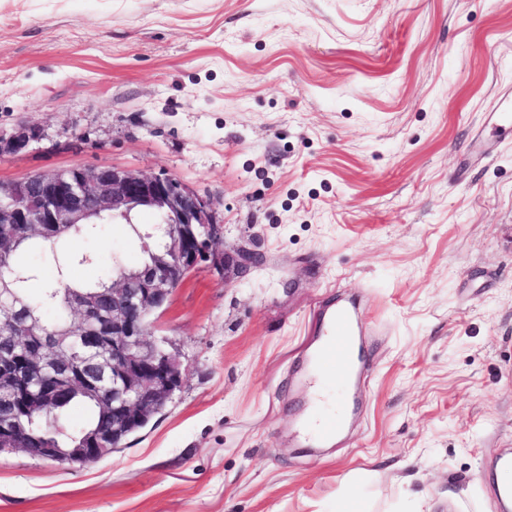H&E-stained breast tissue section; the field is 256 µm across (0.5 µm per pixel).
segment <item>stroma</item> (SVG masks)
Returning <instances> with one entry per match:
<instances>
[{
  "label": "stroma",
  "mask_w": 512,
  "mask_h": 512,
  "mask_svg": "<svg viewBox=\"0 0 512 512\" xmlns=\"http://www.w3.org/2000/svg\"><path fill=\"white\" fill-rule=\"evenodd\" d=\"M512 0H0V180L166 174L263 257L197 267L153 340L182 385L97 463L0 455V512H501L512 455ZM92 280L126 224L68 240ZM366 382L333 448L295 438L320 316ZM263 261L259 253L248 249H237L234 255H226L224 252V273L228 268H233L237 274H244L253 267H257Z\"/></svg>",
  "instance_id": "stroma-1"
}]
</instances>
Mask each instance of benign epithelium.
Segmentation results:
<instances>
[{"instance_id":"7a95c632","label":"benign epithelium","mask_w":512,"mask_h":512,"mask_svg":"<svg viewBox=\"0 0 512 512\" xmlns=\"http://www.w3.org/2000/svg\"><path fill=\"white\" fill-rule=\"evenodd\" d=\"M37 134L34 129L8 138L0 134V151H19ZM139 209L154 212L157 223L165 225L167 242L152 252L148 270L112 278V288L98 297L75 292L69 298L72 309L92 322L82 330L81 345L88 356L72 354L67 341L76 329L70 322L49 327L16 296L0 316V336L35 345L31 353L12 347L0 350V398L7 401L10 415L19 407L48 413L63 401L67 389L97 393L112 380V404L105 405V413L112 416V446L101 435L90 437L71 454L84 464L114 452L131 431L161 412L180 387V362L149 339L145 315L167 305L187 276L214 257L213 244L223 226L213 219L207 201L164 174L146 176L102 165L0 181V257L20 236H56L66 227L100 220L131 224ZM262 261L260 254L241 248L224 256V268L244 274ZM103 300L112 302L107 316L100 312ZM46 368L56 369L58 378L47 383L31 380ZM0 452H25L9 420L0 424Z\"/></svg>"}]
</instances>
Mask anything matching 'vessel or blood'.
I'll list each match as a JSON object with an SVG mask.
<instances>
[{
    "instance_id": "1",
    "label": "vessel or blood",
    "mask_w": 512,
    "mask_h": 512,
    "mask_svg": "<svg viewBox=\"0 0 512 512\" xmlns=\"http://www.w3.org/2000/svg\"><path fill=\"white\" fill-rule=\"evenodd\" d=\"M366 326L355 307L341 304L331 307L322 317L319 341L309 352L302 376L301 390L309 395L308 421L298 431L305 445L329 447L335 444L338 431L346 424V412H333L328 400L334 391L356 389L361 372L355 350Z\"/></svg>"
}]
</instances>
